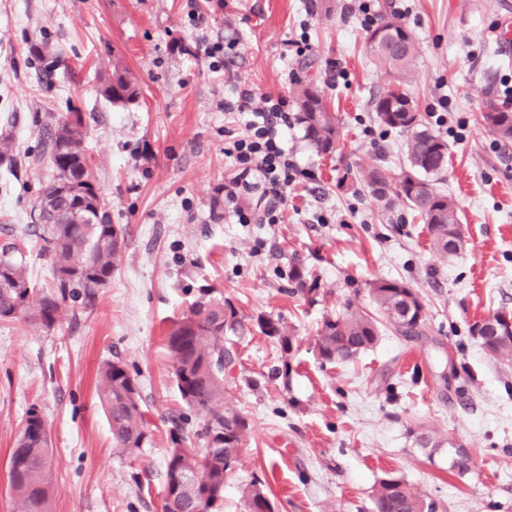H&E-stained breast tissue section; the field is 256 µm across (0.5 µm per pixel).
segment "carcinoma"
<instances>
[{
  "label": "carcinoma",
  "instance_id": "carcinoma-1",
  "mask_svg": "<svg viewBox=\"0 0 512 512\" xmlns=\"http://www.w3.org/2000/svg\"><path fill=\"white\" fill-rule=\"evenodd\" d=\"M382 26L387 30V41L394 43L395 49L372 42L373 28L365 39L374 64L390 78L387 91L374 102V112L382 126L410 133L406 141L407 165L397 173L388 167L372 166L363 172V180L379 198L386 196L387 187L395 185L397 198L427 224L433 248L444 255H455L463 245L458 207L431 180L448 165V143L425 125L409 93L415 80L413 63L419 46L398 14L383 16L377 24ZM101 93L114 105L129 104L138 98L136 80L121 59L113 61L112 77L103 84ZM291 95L296 123L302 127L304 139L319 153L335 152L340 145V128L322 92L314 82L297 78ZM480 121L502 142H512L511 110L489 104L481 110ZM84 139L83 117L72 112L57 120L44 142L53 175L46 179L38 201L41 223L33 225L31 234L41 240L51 280L47 291L35 293L27 273L25 238L8 241L10 254L0 256V320L33 316L51 327L78 300H91L97 289L112 279L120 262L125 229L112 223L100 199L87 198L79 206L75 197L60 192L61 186L69 182L84 187L92 180ZM0 166L11 173L22 167L43 178L39 164L24 161L15 154L8 133L0 136ZM289 278L301 296L312 300L318 294L317 278L302 267H293ZM366 286L374 311L347 306L323 318L315 338V350L321 360L348 362L374 347L385 321L394 333L406 339L421 335L424 304L415 288L387 279H376ZM259 327L278 340L282 350L281 372L288 374L290 337L284 334L281 323L272 318L259 319ZM242 331L244 324L236 308L214 288L199 289L188 308L170 323L166 343L173 360V375L186 407L205 419V448L199 451L185 446L182 426L174 427L165 459L166 486H171L177 474H195L197 481L180 484L173 499L164 500L168 512H200L220 500L224 496V480L247 444V419L224 407V370L235 361V352L228 343L230 336ZM482 342L490 355L512 362V334L498 337L492 330L483 333ZM98 397L110 423L115 450L130 457L150 443L143 422L139 383L120 359L108 360L101 367ZM50 444L47 421L37 410H30L9 456L15 512H53L48 469ZM374 501L376 512H434L433 503L417 496L395 475L379 482ZM245 506L246 512H273L262 481L250 485Z\"/></svg>",
  "mask_w": 512,
  "mask_h": 512
}]
</instances>
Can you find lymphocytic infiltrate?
Masks as SVG:
<instances>
[{"instance_id": "lymphocytic-infiltrate-1", "label": "lymphocytic infiltrate", "mask_w": 512, "mask_h": 512, "mask_svg": "<svg viewBox=\"0 0 512 512\" xmlns=\"http://www.w3.org/2000/svg\"><path fill=\"white\" fill-rule=\"evenodd\" d=\"M223 109L245 118L243 131L224 141L225 154L236 160V174L224 186V201L239 223H278L288 189L302 174L283 143L285 132L295 122L288 111V100L282 95L257 96L250 89L238 87L233 98L224 101ZM247 189L267 196L262 214L240 204L239 194Z\"/></svg>"}]
</instances>
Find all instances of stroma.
Listing matches in <instances>:
<instances>
[{"label":"stroma","instance_id":"35a3bbf8","mask_svg":"<svg viewBox=\"0 0 512 512\" xmlns=\"http://www.w3.org/2000/svg\"><path fill=\"white\" fill-rule=\"evenodd\" d=\"M325 2L310 13L308 0H203L207 21L197 25L189 0H0V133L34 158L46 126L82 113L101 202L126 230L111 283L75 314L51 327L0 320V512H13L9 451L33 408L51 429L54 512H162L174 423L194 436L203 425L181 399L165 332L204 286L245 323L224 403L250 424L211 512H245L256 480L275 512H375L374 488L390 474L435 512H512V363L471 331L490 313H512V142L478 120L487 104L512 108L503 95L512 57L498 39L512 0L373 2L375 13L400 12L420 46L409 92L448 143L436 186L460 211L464 246L454 256L432 249L402 201L384 206L359 182L363 167H403L407 136L373 112L388 78L366 52L359 0ZM304 22L312 49L299 57L289 42ZM204 37L238 41L225 70L199 51ZM116 56L140 87L126 106L100 93ZM330 60L344 79L329 81ZM304 76L328 98L343 145L319 154L301 128L289 130V153L315 180L289 188L282 223H236L224 205L235 174L224 130L240 118L221 104L232 85L286 96ZM4 182L0 240L33 224L43 189L0 167ZM295 266L317 278L316 302L294 295ZM375 279L419 290L424 335L386 328L353 361L322 362L323 315L370 309L364 284ZM263 317L292 338L290 375L280 373L277 340L258 327ZM116 357L140 384L150 434L129 458L113 453L97 395L98 369Z\"/></svg>","mask_w":512,"mask_h":512}]
</instances>
